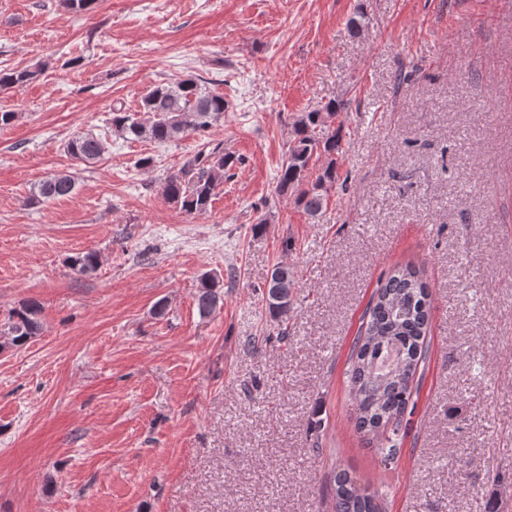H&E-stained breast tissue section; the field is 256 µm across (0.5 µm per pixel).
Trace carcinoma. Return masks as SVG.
Returning <instances> with one entry per match:
<instances>
[{
	"instance_id": "cac0c4a2",
	"label": "carcinoma",
	"mask_w": 512,
	"mask_h": 512,
	"mask_svg": "<svg viewBox=\"0 0 512 512\" xmlns=\"http://www.w3.org/2000/svg\"><path fill=\"white\" fill-rule=\"evenodd\" d=\"M39 70H0V87L23 85L36 79ZM346 104L329 101L301 115L294 123V135L278 174L279 192L295 196L296 205L312 219L326 209L330 189L336 184V154L342 151L343 123L336 122ZM139 118L126 108L112 109L110 125L117 137L127 141L149 140L168 143L194 134L201 148L187 156L179 172L169 176L161 194L188 215L205 214L217 190L224 183V170L235 164L224 154V143L206 137L212 126L224 116V95L208 90L192 78L155 86L142 99ZM67 152L76 160H95L104 152L102 141L91 133L73 137ZM324 159L319 174L311 176L310 164ZM75 179L57 173L41 181L31 203L51 201L70 195ZM99 256L93 250L70 257V266L79 275L96 270ZM288 271V281L277 286L276 277L266 281L264 298L270 317L282 326L281 336L288 339V312L292 307L294 273L286 265L274 271ZM224 294L218 275L206 274L200 280L196 305L200 315L213 314ZM42 307L29 301L14 310L7 329L0 332L4 347L21 348L41 334ZM430 327V301L427 283L412 265L395 267L379 283L366 308L362 327L351 349L349 383L355 406V426L371 436L384 434L377 444L384 461L399 458L397 436L409 425L405 419L411 400V386L418 365L425 362L424 343ZM333 512H379L378 492L363 490L359 480L346 470L333 474Z\"/></svg>"
}]
</instances>
